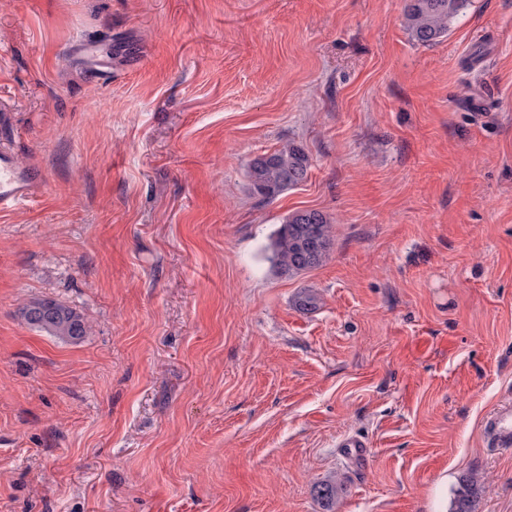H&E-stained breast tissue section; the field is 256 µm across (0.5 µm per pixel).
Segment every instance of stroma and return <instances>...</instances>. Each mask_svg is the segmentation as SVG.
<instances>
[{
  "label": "stroma",
  "mask_w": 512,
  "mask_h": 512,
  "mask_svg": "<svg viewBox=\"0 0 512 512\" xmlns=\"http://www.w3.org/2000/svg\"><path fill=\"white\" fill-rule=\"evenodd\" d=\"M404 6L0 0V144L43 174L0 213V512H444L470 472L512 512L483 435L512 395V0L431 46ZM292 144L307 180L259 201L248 162ZM303 209L333 246L289 277L267 247ZM38 298L84 341L27 325ZM73 53L82 57L90 71L101 76L112 75V56L101 54L94 45L79 43L74 46ZM42 313L39 318L34 313ZM24 320L34 329L64 342L78 344L89 334L85 318L71 306L55 299H35L22 308Z\"/></svg>",
  "instance_id": "obj_1"
}]
</instances>
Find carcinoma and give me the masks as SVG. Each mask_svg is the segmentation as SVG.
Here are the masks:
<instances>
[{
	"label": "carcinoma",
	"instance_id": "carcinoma-1",
	"mask_svg": "<svg viewBox=\"0 0 512 512\" xmlns=\"http://www.w3.org/2000/svg\"><path fill=\"white\" fill-rule=\"evenodd\" d=\"M468 0H406L403 24L411 38L430 46L448 33L451 22ZM310 159L305 151L289 145L252 159L247 178L254 194L272 200L308 178ZM332 223L318 210H298L288 215L273 233L269 260L283 275H295L320 267L332 248ZM24 320L34 329L64 342L78 344L89 334L85 318L71 306L55 299H35L22 308ZM478 494L475 475L460 478L453 491L451 512H473Z\"/></svg>",
	"mask_w": 512,
	"mask_h": 512
}]
</instances>
